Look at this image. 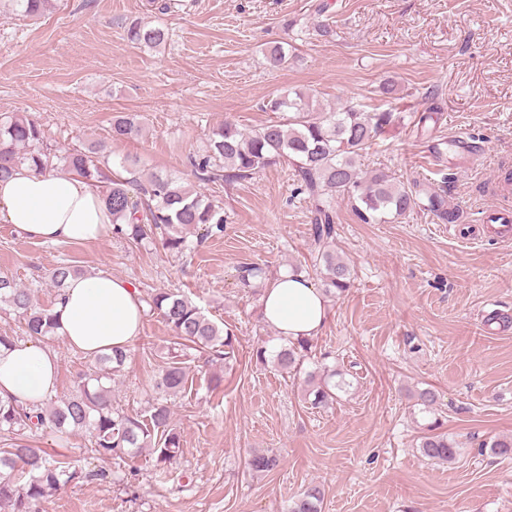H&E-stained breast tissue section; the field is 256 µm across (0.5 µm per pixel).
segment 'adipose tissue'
Here are the masks:
<instances>
[{
	"mask_svg": "<svg viewBox=\"0 0 512 512\" xmlns=\"http://www.w3.org/2000/svg\"><path fill=\"white\" fill-rule=\"evenodd\" d=\"M0 216L42 242H88L112 226L100 190L74 173L36 172L22 165L0 181ZM263 320L279 338L316 337L329 319L323 292L302 275L282 272L260 299ZM146 305L125 278L100 271L68 281L54 307L58 332L88 358L130 351L141 335ZM58 357L39 342L0 345V397L39 403L57 384Z\"/></svg>",
	"mask_w": 512,
	"mask_h": 512,
	"instance_id": "ef3b65f1",
	"label": "adipose tissue"
}]
</instances>
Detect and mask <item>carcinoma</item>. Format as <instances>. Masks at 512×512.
<instances>
[{"instance_id": "carcinoma-1", "label": "carcinoma", "mask_w": 512, "mask_h": 512, "mask_svg": "<svg viewBox=\"0 0 512 512\" xmlns=\"http://www.w3.org/2000/svg\"><path fill=\"white\" fill-rule=\"evenodd\" d=\"M12 14L37 18L46 13L51 0H9ZM128 42L153 48L164 46L168 30L162 26L135 21L125 29ZM266 63L279 68L287 62L280 45L264 52ZM266 109L281 117L262 127L242 131L230 123L212 129L204 152L191 162L198 178L207 181L249 178L284 161L294 167L297 193L308 200L311 236L318 253L315 267L319 270L322 291L328 297L350 287L351 265L331 248L335 234L336 200H348L360 221L381 224L403 217L415 209L432 215L442 224H453L459 212L448 208L444 190L427 191L417 183H396L382 170L364 172L359 166L363 152L373 139L393 127L397 113L362 112L354 107L325 109L310 102V97L297 93L270 99ZM140 131L135 116H117L112 120V137L128 138ZM63 169L75 172L89 182H104L105 203L112 211V233L137 245L153 243L160 237L164 250L181 255L188 250V235L200 238L224 233V211L214 201L181 181L150 174L106 177L105 160L98 156L73 151L60 157ZM28 165L35 170L51 166V148L43 125L37 120L16 115L0 117V180L15 167ZM79 275L70 264H60L51 272L53 286L65 288L67 280ZM0 303L10 307L23 320L25 335L41 339L57 336L54 306L37 303L28 288L0 275ZM150 310L159 314L178 340L206 349L210 355L230 359L235 355L233 334L224 332L208 319L192 301L171 290L150 294ZM311 340H300L272 355L280 371L290 373L302 367ZM127 354L115 352L96 360L95 370L80 378L75 393L58 402L46 398L40 404H23L15 399H0V434L8 447L0 449V509L5 512H32V506L61 484L91 474L47 454L29 443V435L50 428L59 437L84 430L89 435L88 451L100 459L136 454L150 449L160 466L173 463L180 450V436L170 426L169 407L153 406L150 423L129 415L112 405V389L107 382L121 372ZM187 371L172 361L163 368L156 388L165 393L181 391ZM313 395L312 404L328 405L337 398L341 385L329 379L308 375ZM480 447L494 455L512 454V439L484 441ZM422 456L441 463H452L458 452L456 444L434 429L420 436L417 445ZM278 465L277 457L255 453L249 460L254 472H269ZM29 475L19 484L18 473ZM323 492L320 486L309 487L289 507V512H320Z\"/></svg>"}]
</instances>
